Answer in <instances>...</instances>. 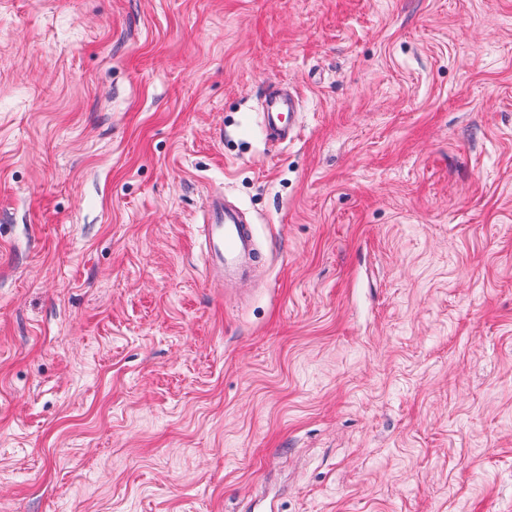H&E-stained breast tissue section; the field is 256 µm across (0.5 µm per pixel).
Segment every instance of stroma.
Segmentation results:
<instances>
[{
	"label": "stroma",
	"instance_id": "obj_1",
	"mask_svg": "<svg viewBox=\"0 0 512 512\" xmlns=\"http://www.w3.org/2000/svg\"><path fill=\"white\" fill-rule=\"evenodd\" d=\"M0 512H512V0H0ZM295 108V100L291 94H288V98H283L277 100L276 98H271L267 102L266 112L263 113V122L264 127L267 133V136H273L278 131H283L284 133L287 131V137L289 134L293 135L294 128L291 125V118L293 114H295L294 111ZM288 112V126L280 127L282 122V115L284 113ZM205 211V264L224 278V270H235L254 258L252 228L243 224L238 210L224 207L222 196H209Z\"/></svg>",
	"mask_w": 512,
	"mask_h": 512
}]
</instances>
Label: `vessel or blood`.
<instances>
[{
  "mask_svg": "<svg viewBox=\"0 0 512 512\" xmlns=\"http://www.w3.org/2000/svg\"><path fill=\"white\" fill-rule=\"evenodd\" d=\"M294 98L272 99L267 103L263 122L267 135L276 134L284 113L293 112ZM204 259L207 267L216 274L237 269L254 257L253 233L250 225L244 224L238 210L225 207L224 199L209 196L205 205Z\"/></svg>",
  "mask_w": 512,
  "mask_h": 512,
  "instance_id": "b4317fda",
  "label": "vessel or blood"
}]
</instances>
